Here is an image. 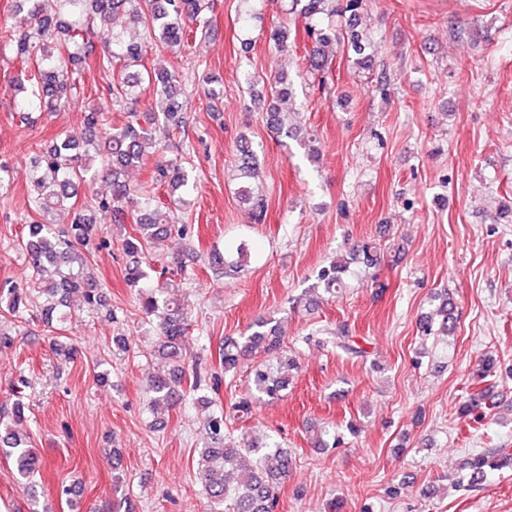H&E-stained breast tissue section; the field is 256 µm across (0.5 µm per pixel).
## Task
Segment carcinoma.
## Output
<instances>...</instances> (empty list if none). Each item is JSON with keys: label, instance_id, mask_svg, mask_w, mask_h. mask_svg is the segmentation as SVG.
Segmentation results:
<instances>
[{"label": "carcinoma", "instance_id": "carcinoma-1", "mask_svg": "<svg viewBox=\"0 0 512 512\" xmlns=\"http://www.w3.org/2000/svg\"><path fill=\"white\" fill-rule=\"evenodd\" d=\"M24 13V27L14 26L0 34L12 50L29 64L28 74L17 83L18 91L26 93L24 106L54 112L68 101V93L76 88L86 44L83 41L85 22L98 19L107 34L97 65L105 77L106 89L120 104L138 93L142 84L139 73L130 69L142 61L141 47L125 39L129 23H138L168 48H181L189 42L193 30L209 25L208 0H56L63 6L69 20L54 19L44 14L42 0H17ZM291 9L302 19L314 45L307 59L309 69L327 72L336 57L343 37L336 31L339 12L356 17L363 0H291ZM147 83L163 100L160 109L131 112L119 127L109 128L97 142L83 131H71L37 156L27 172L36 196L34 209L40 218L27 222L25 251L31 271V287L14 286L7 290V313L16 315L20 307H36L48 326L82 321L87 312L102 306L103 295L89 275L87 260L80 248L92 240L96 225H122L126 219L135 224L134 232L123 240V250L130 256L157 247L178 236H189L188 224H176L169 205L145 196L120 181L121 172L146 164L156 153L163 139L185 131L186 104L179 70L155 69L146 72ZM276 100H291L296 87L288 77L278 74L271 82ZM238 193L251 204L255 219L263 220L265 198L256 187L258 178L254 151L245 138L238 141ZM112 177V194L86 201L65 230L56 229L53 211L73 196L69 189L80 182H93ZM155 179L173 190H187L192 174L176 155L156 165ZM250 253L249 241L242 235L224 240V252L209 255L212 268L235 270ZM366 269L380 265L377 247L369 242L358 243L348 257L331 261L317 275V286L332 293L344 284V275L352 264ZM130 282L137 288L139 310L152 324L159 353L172 361V369L164 376L151 377L148 386V408L153 413L170 412L181 401V393H194L206 378V369L198 361L187 362L182 343L189 335L190 318L185 301L168 292L165 283H155L145 271L131 274ZM279 324L271 320L257 322L247 336L226 338L219 346V362L224 373H236L242 361L257 353L276 356V363L257 361L252 366L247 394L232 405V411L210 417L207 441L195 461L196 478L207 499L209 512H277L279 489L288 479L294 458L288 449L275 443L268 435L241 447L232 437L231 425L249 414L253 400H280L288 390L290 371L297 368L296 359L285 355ZM494 408L490 388L468 397L461 413L477 419L480 411ZM8 430L7 457L13 459L18 479L31 484L39 473V457L28 444L24 408L12 405L8 421L0 420ZM494 461L501 466L512 465V450L489 448L473 455L468 462L469 473L459 476L458 485L473 487L483 478L485 466Z\"/></svg>", "mask_w": 512, "mask_h": 512}]
</instances>
